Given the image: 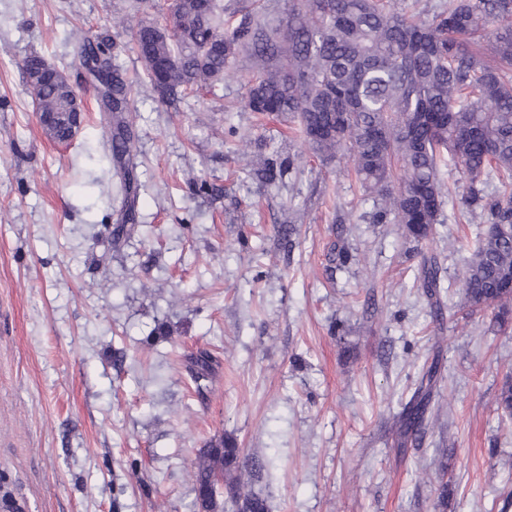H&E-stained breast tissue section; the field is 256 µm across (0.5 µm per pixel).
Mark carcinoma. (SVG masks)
<instances>
[{
	"mask_svg": "<svg viewBox=\"0 0 512 512\" xmlns=\"http://www.w3.org/2000/svg\"><path fill=\"white\" fill-rule=\"evenodd\" d=\"M176 21L168 38L152 22L131 34L145 78L161 95L199 93L224 77L243 52L251 73L245 105L299 123L314 151L352 158L373 201L370 223L400 224L416 242L433 234L444 200L438 179L443 154L469 175L465 202L484 226L466 268V300L472 307L505 310L512 300V187L488 196L490 179L512 180V0H448L427 18L392 9L390 0H289L284 25L268 27L251 12L224 26V0H173ZM83 60L100 59L112 74L102 92L112 112L105 160L113 169L134 168L129 132L133 85L112 64L111 45L82 37ZM165 69H159L162 61ZM44 110L69 103L70 90L51 80L32 86ZM417 287L429 300L433 321L443 320L440 265L422 258ZM198 395L209 389L218 365L207 349L186 357ZM440 367L434 362L399 413L400 444L422 438ZM220 457L224 472L245 466L231 438L212 441L201 458ZM195 475L193 512H210ZM225 498L230 512H267L265 499Z\"/></svg>",
	"mask_w": 512,
	"mask_h": 512,
	"instance_id": "cac0c4a2",
	"label": "carcinoma"
}]
</instances>
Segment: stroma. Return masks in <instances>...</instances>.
Returning <instances> with one entry per match:
<instances>
[{"mask_svg":"<svg viewBox=\"0 0 512 512\" xmlns=\"http://www.w3.org/2000/svg\"><path fill=\"white\" fill-rule=\"evenodd\" d=\"M165 6L0 0V493L26 512H190L202 448L230 435L266 464L239 479L268 512H512V418L497 409L512 304L500 324L466 303L479 231L466 172L441 166L452 198L433 238L369 223L350 157H316L297 123L245 108V58L173 106L140 82L127 30ZM84 35L113 41L135 83L139 228L116 247L106 229L123 209L99 160ZM34 54L87 112L72 141L38 120ZM276 156L290 173L257 181L253 164ZM426 254L441 266L439 324L414 285ZM202 348L220 366L201 398L185 356ZM435 357L423 441L398 447L401 403Z\"/></svg>","mask_w":512,"mask_h":512,"instance_id":"1","label":"stroma"}]
</instances>
